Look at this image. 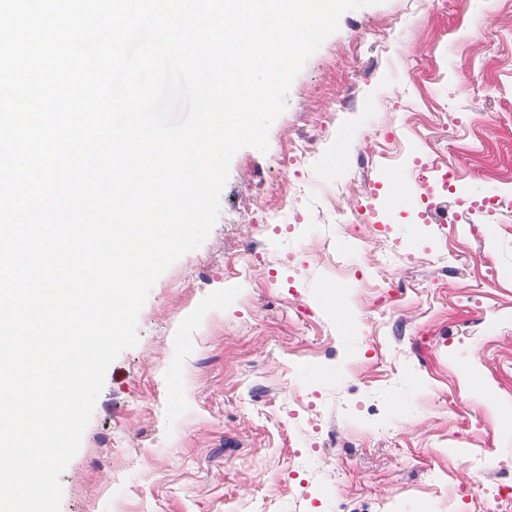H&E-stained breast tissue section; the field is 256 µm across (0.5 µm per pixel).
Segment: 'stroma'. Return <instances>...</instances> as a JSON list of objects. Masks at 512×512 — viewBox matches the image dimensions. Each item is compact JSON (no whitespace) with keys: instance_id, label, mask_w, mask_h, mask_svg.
<instances>
[{"instance_id":"1","label":"stroma","mask_w":512,"mask_h":512,"mask_svg":"<svg viewBox=\"0 0 512 512\" xmlns=\"http://www.w3.org/2000/svg\"><path fill=\"white\" fill-rule=\"evenodd\" d=\"M268 142L235 154L209 237L151 288L61 512H485L474 481L512 484V208L488 206L512 196V0L345 12ZM419 162L455 191L419 189ZM443 250L466 266L433 264Z\"/></svg>"}]
</instances>
